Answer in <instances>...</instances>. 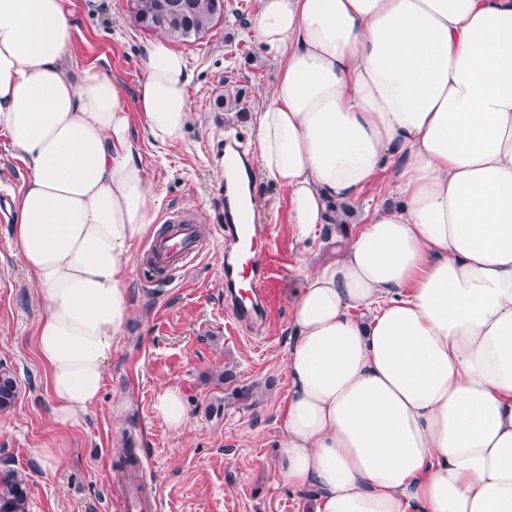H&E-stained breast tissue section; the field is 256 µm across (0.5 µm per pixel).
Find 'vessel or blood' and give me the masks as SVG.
Masks as SVG:
<instances>
[{
    "label": "vessel or blood",
    "mask_w": 512,
    "mask_h": 512,
    "mask_svg": "<svg viewBox=\"0 0 512 512\" xmlns=\"http://www.w3.org/2000/svg\"><path fill=\"white\" fill-rule=\"evenodd\" d=\"M270 230L264 224L242 223L238 214L224 216V294L232 321L242 327L259 328L268 291L265 276ZM199 256L194 219L184 209H172L163 217L161 232L151 239L147 259L161 276L192 264ZM145 475L123 488L120 512H157L158 505L146 491Z\"/></svg>",
    "instance_id": "vessel-or-blood-1"
}]
</instances>
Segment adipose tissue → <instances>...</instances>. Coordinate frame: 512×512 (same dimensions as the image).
Masks as SVG:
<instances>
[{"label": "adipose tissue", "instance_id": "1", "mask_svg": "<svg viewBox=\"0 0 512 512\" xmlns=\"http://www.w3.org/2000/svg\"><path fill=\"white\" fill-rule=\"evenodd\" d=\"M73 26L68 0H0V135L27 171L13 247L59 432L38 455L57 465L132 320L131 254L160 230L133 125L162 150L192 119L165 37L129 92L70 72ZM250 27L280 65L256 159L298 241L396 171L292 301L297 512H512V0H263Z\"/></svg>", "mask_w": 512, "mask_h": 512}]
</instances>
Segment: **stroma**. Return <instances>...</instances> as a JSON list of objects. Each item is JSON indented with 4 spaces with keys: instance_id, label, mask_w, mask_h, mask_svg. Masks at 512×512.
<instances>
[{
    "instance_id": "35a3bbf8",
    "label": "stroma",
    "mask_w": 512,
    "mask_h": 512,
    "mask_svg": "<svg viewBox=\"0 0 512 512\" xmlns=\"http://www.w3.org/2000/svg\"><path fill=\"white\" fill-rule=\"evenodd\" d=\"M70 54L83 66L105 68L134 89L151 32L139 28L127 0H71ZM261 0H226L224 19L197 40L177 42L193 72L192 122L164 153L144 144L143 156L160 209L192 212L206 240L193 268L167 279L144 265L145 249L131 259L134 308L128 334L108 366L101 400L84 425L70 432L66 464L40 459L52 424L46 369L34 331L39 300L12 250L13 213L0 216V363L18 379L14 405L0 412V467L28 480V512H117L113 464L135 449L145 464L159 512H296V494L279 472L283 436L281 406L288 396L286 356L291 304L303 270L343 256L347 237L302 243L288 222L287 190L258 176L255 215L271 225L268 245L270 306L256 334L237 330L224 310V134L254 144L250 119L237 118L226 98L244 91L249 111L268 102L277 62L267 58L249 22ZM233 367L240 381L263 387L250 408L224 405L218 375ZM273 387H266V380ZM178 387L189 426L166 427L153 413L157 392Z\"/></svg>"
}]
</instances>
